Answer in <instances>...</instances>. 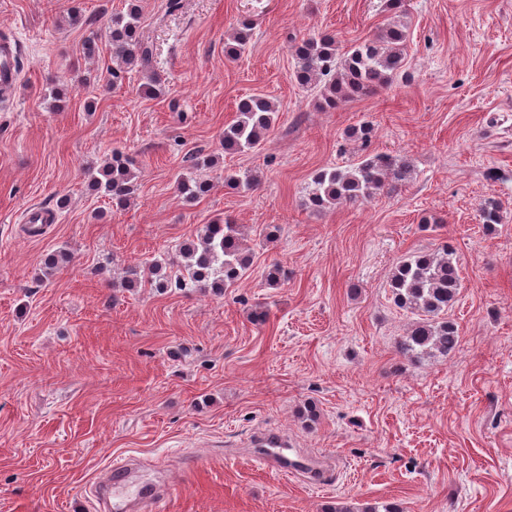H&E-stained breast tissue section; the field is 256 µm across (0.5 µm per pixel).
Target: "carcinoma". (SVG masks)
Here are the masks:
<instances>
[{
  "label": "carcinoma",
  "mask_w": 512,
  "mask_h": 512,
  "mask_svg": "<svg viewBox=\"0 0 512 512\" xmlns=\"http://www.w3.org/2000/svg\"><path fill=\"white\" fill-rule=\"evenodd\" d=\"M141 10L137 0H129L123 14L112 16L109 46L112 53V86L123 84L133 69L152 66L153 52L140 35ZM248 23L241 24L227 50L240 56L250 40ZM407 26L386 24L375 37L354 46L345 55L337 53L336 40L320 34L294 47L295 78L301 85L320 88L323 104L336 108L356 97L386 88L406 65ZM274 120L270 101L247 96L237 103V118L224 126V150L247 152L264 141ZM133 162L119 156L98 170H87L90 187L116 202L126 200L131 190ZM411 173L410 164L389 155H366L345 169H324L311 180L306 205L321 210L364 203L381 192H393ZM179 193L196 198L208 191L200 181H177ZM482 223L502 222V208L494 200L480 207ZM182 258V273L174 280L161 273V264L150 268L148 283L164 289H210L217 294L233 287L250 269L251 255L240 244L238 226L229 218L207 224L197 240L176 246ZM460 268L452 245L444 243L433 252H420L401 260L394 268L390 287L395 305L420 315V320L397 343L398 352L408 358L424 355L446 356L456 349L460 336L456 324L444 317L459 290Z\"/></svg>",
  "instance_id": "carcinoma-1"
}]
</instances>
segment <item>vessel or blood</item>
<instances>
[{"label": "vessel or blood", "instance_id": "b4317fda", "mask_svg": "<svg viewBox=\"0 0 512 512\" xmlns=\"http://www.w3.org/2000/svg\"><path fill=\"white\" fill-rule=\"evenodd\" d=\"M15 59L13 46L0 49V81L14 90L19 89L21 82ZM254 445L261 448L264 461L282 473H300L315 481L323 478L320 462L292 447L284 435L261 431L256 434ZM178 481V474L173 473L168 476L164 488L143 484L133 489L129 486L128 465H115L100 474L94 485V496L101 512H164Z\"/></svg>", "mask_w": 512, "mask_h": 512}]
</instances>
